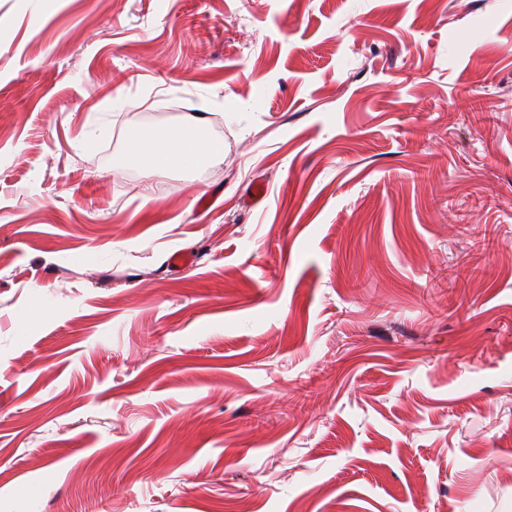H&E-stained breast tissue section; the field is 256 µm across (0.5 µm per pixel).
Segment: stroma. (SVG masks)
<instances>
[{
  "mask_svg": "<svg viewBox=\"0 0 512 512\" xmlns=\"http://www.w3.org/2000/svg\"><path fill=\"white\" fill-rule=\"evenodd\" d=\"M246 507L512 512V0H0V512ZM184 114L180 123L162 131L143 128L132 143V159L159 170L189 169L223 153V145L204 137H193L206 126L207 115L202 112Z\"/></svg>",
  "mask_w": 512,
  "mask_h": 512,
  "instance_id": "1",
  "label": "stroma"
}]
</instances>
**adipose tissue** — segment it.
<instances>
[{
  "mask_svg": "<svg viewBox=\"0 0 512 512\" xmlns=\"http://www.w3.org/2000/svg\"><path fill=\"white\" fill-rule=\"evenodd\" d=\"M206 124V114L189 112L180 123L164 130L142 129L132 143L131 157L159 170L200 165L223 151L222 146L202 138Z\"/></svg>",
  "mask_w": 512,
  "mask_h": 512,
  "instance_id": "obj_1",
  "label": "adipose tissue"
}]
</instances>
